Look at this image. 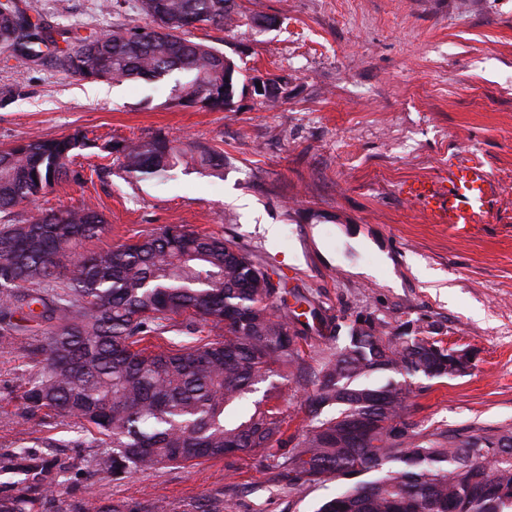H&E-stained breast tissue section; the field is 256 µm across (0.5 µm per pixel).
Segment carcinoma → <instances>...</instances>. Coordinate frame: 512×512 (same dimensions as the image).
Returning <instances> with one entry per match:
<instances>
[{
  "instance_id": "obj_1",
  "label": "carcinoma",
  "mask_w": 512,
  "mask_h": 512,
  "mask_svg": "<svg viewBox=\"0 0 512 512\" xmlns=\"http://www.w3.org/2000/svg\"><path fill=\"white\" fill-rule=\"evenodd\" d=\"M144 27L116 28L65 46L44 20L18 5L0 11V49L27 64L47 56L71 76L112 82L160 80L174 71L178 101L209 110L234 103L241 68L220 50L187 37L224 28L236 0H135ZM116 156L130 174L156 176L200 163L221 175L211 148L195 154L165 136L98 143L85 130L0 148V339L16 319L44 325L29 347L41 365L20 384L27 419L71 418L92 447L110 450L112 473L190 466L237 452L275 467L290 487L332 477L350 480L318 512H512V427L481 436L421 435L409 421L411 377H454L448 348L408 334L390 335L355 319L343 347L315 372L303 409L306 429L287 434L277 405L280 385L305 370V339L330 327L314 307L288 306L251 255L212 234L167 226L137 241L98 251L87 242L106 228L89 206L50 209L30 220L13 209L56 185L78 182L85 150ZM224 334L204 336V328ZM267 387L253 410L228 411ZM334 408L330 415L325 410ZM293 444L285 456L274 448ZM65 463L21 444L0 454V512H42ZM371 475L368 480L363 475Z\"/></svg>"
}]
</instances>
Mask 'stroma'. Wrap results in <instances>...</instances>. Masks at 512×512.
Instances as JSON below:
<instances>
[{
  "instance_id": "obj_1",
  "label": "stroma",
  "mask_w": 512,
  "mask_h": 512,
  "mask_svg": "<svg viewBox=\"0 0 512 512\" xmlns=\"http://www.w3.org/2000/svg\"><path fill=\"white\" fill-rule=\"evenodd\" d=\"M238 2L277 26L234 21L190 36L248 76L283 77L276 101L245 92L223 111L184 107L174 99L177 72L112 84L0 52V147L82 128L106 141L162 134L224 152L220 177L196 165L136 178L93 156L101 176L54 187L16 215L91 204L107 221L95 249L173 224L223 237L335 317L336 338L308 340V374L344 346L356 316H368L387 332L473 355L464 375L413 378L418 431L512 427V0ZM21 4L78 38L144 23L134 0ZM452 163L482 166L496 187L483 220L464 232L431 223L401 192L407 181L443 178ZM25 343L0 346V453L23 443L66 462L47 512L118 501L152 512L159 500L168 512H317L345 485L332 478L291 489L244 453L112 475L103 449L76 444L72 424L52 429L23 416L19 380L37 373ZM48 436L60 447H45Z\"/></svg>"
}]
</instances>
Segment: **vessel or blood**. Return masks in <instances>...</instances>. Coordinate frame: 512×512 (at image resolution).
<instances>
[{
  "label": "vessel or blood",
  "instance_id": "vessel-or-blood-1",
  "mask_svg": "<svg viewBox=\"0 0 512 512\" xmlns=\"http://www.w3.org/2000/svg\"><path fill=\"white\" fill-rule=\"evenodd\" d=\"M403 193L436 224H473L485 214L494 186L482 167L452 165L437 183L405 185Z\"/></svg>",
  "mask_w": 512,
  "mask_h": 512
}]
</instances>
